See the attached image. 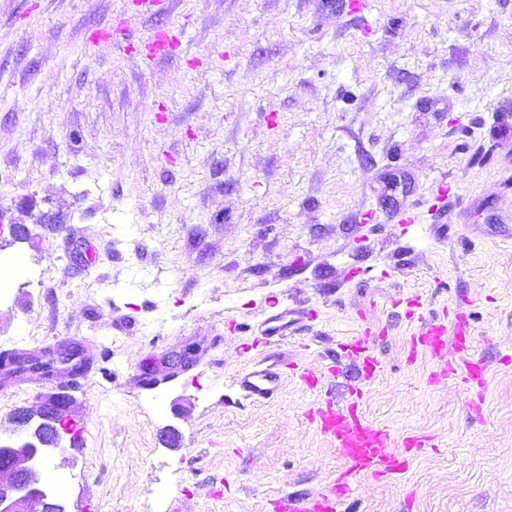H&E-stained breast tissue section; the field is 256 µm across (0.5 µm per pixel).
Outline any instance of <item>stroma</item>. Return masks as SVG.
<instances>
[{
    "label": "stroma",
    "mask_w": 512,
    "mask_h": 512,
    "mask_svg": "<svg viewBox=\"0 0 512 512\" xmlns=\"http://www.w3.org/2000/svg\"><path fill=\"white\" fill-rule=\"evenodd\" d=\"M134 10L0 0V218L31 229L0 249L26 263L0 349L94 358L79 379L0 381V431L72 396L78 439L45 462L70 512H274L343 458L307 418L315 393L285 375L253 404L238 374L292 361L339 400L355 371L337 340L384 326L363 411L393 447L422 445L400 475L355 482L349 512H512V248L490 220L512 212V0H370L366 35L319 0H180L183 56L86 46ZM442 176V215L386 219ZM473 195L489 207L460 223ZM414 288L426 316L468 318L481 401L411 351L387 302ZM300 307L317 320L240 354Z\"/></svg>",
    "instance_id": "stroma-1"
}]
</instances>
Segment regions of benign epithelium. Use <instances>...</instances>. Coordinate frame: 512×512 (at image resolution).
<instances>
[{
    "mask_svg": "<svg viewBox=\"0 0 512 512\" xmlns=\"http://www.w3.org/2000/svg\"><path fill=\"white\" fill-rule=\"evenodd\" d=\"M58 410L54 414L26 413L16 432L0 436V470L10 471L11 478L0 487V512H66L65 506L53 497L43 480L42 463L47 453L60 445L70 434L68 420L70 402L67 397L53 395ZM54 430V442L43 437L45 424Z\"/></svg>",
    "mask_w": 512,
    "mask_h": 512,
    "instance_id": "7a95c632",
    "label": "benign epithelium"
}]
</instances>
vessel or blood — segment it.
Instances as JSON below:
<instances>
[{
  "mask_svg": "<svg viewBox=\"0 0 512 512\" xmlns=\"http://www.w3.org/2000/svg\"><path fill=\"white\" fill-rule=\"evenodd\" d=\"M135 28L128 21H118L103 32L94 33L93 42H104L127 50L142 44L144 56L153 61L171 56L179 47L180 39L173 27L156 29L146 40L136 41ZM419 325L410 337L412 351L427 353L447 362L449 374L461 377L473 394H481L488 370L483 361L472 356L473 339L464 320L449 323L447 317L418 318ZM382 330H365L363 335L348 338L340 346L344 356L361 373L360 386L351 388L346 404L333 400L319 401L309 412V420L331 443L339 448L344 464L326 490L310 499L294 498L286 504H275V512H346L351 486L361 477L389 478L407 467L403 451L390 446L388 432L370 423L361 406L366 392L364 386L381 371L374 354V342L382 337ZM279 379L277 372L252 369L242 373L238 382L251 402L270 399Z\"/></svg>",
  "mask_w": 512,
  "mask_h": 512,
  "instance_id": "vessel-or-blood-1",
  "label": "vessel or blood"
}]
</instances>
